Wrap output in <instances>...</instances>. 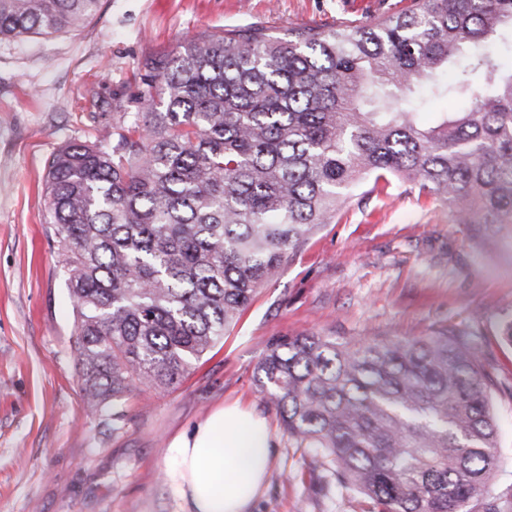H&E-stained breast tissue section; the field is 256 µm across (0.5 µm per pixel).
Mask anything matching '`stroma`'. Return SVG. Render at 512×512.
Wrapping results in <instances>:
<instances>
[{
	"label": "stroma",
	"mask_w": 512,
	"mask_h": 512,
	"mask_svg": "<svg viewBox=\"0 0 512 512\" xmlns=\"http://www.w3.org/2000/svg\"><path fill=\"white\" fill-rule=\"evenodd\" d=\"M410 0H101L78 31L0 41V512H192L173 441L238 401L272 435L248 512H368L326 459L293 447L256 368L282 336L470 337L496 384L500 466L467 512H512V224H461L410 184L365 180L236 324L172 388L137 387L120 430L90 414L75 351L66 270L47 222L46 166L144 111L136 71L189 36L298 28L401 12Z\"/></svg>",
	"instance_id": "1"
}]
</instances>
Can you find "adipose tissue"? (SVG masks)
I'll return each instance as SVG.
<instances>
[{"instance_id":"adipose-tissue-1","label":"adipose tissue","mask_w":512,"mask_h":512,"mask_svg":"<svg viewBox=\"0 0 512 512\" xmlns=\"http://www.w3.org/2000/svg\"><path fill=\"white\" fill-rule=\"evenodd\" d=\"M174 446L195 512H246L265 479L272 436L264 419L231 404L210 414Z\"/></svg>"}]
</instances>
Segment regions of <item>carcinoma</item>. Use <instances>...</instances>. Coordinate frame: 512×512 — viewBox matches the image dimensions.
<instances>
[{
    "mask_svg": "<svg viewBox=\"0 0 512 512\" xmlns=\"http://www.w3.org/2000/svg\"><path fill=\"white\" fill-rule=\"evenodd\" d=\"M99 2L0 0V40L73 31ZM492 40L512 48V0H411L355 26L232 29L146 57L150 111L110 148L65 144L45 177L89 407L117 431L136 384L174 386L368 177L467 224H512V62ZM425 94L468 106L426 128ZM257 384L288 438L376 512H462L500 462L493 379L453 330L283 336Z\"/></svg>",
    "mask_w": 512,
    "mask_h": 512,
    "instance_id": "obj_1",
    "label": "carcinoma"
}]
</instances>
